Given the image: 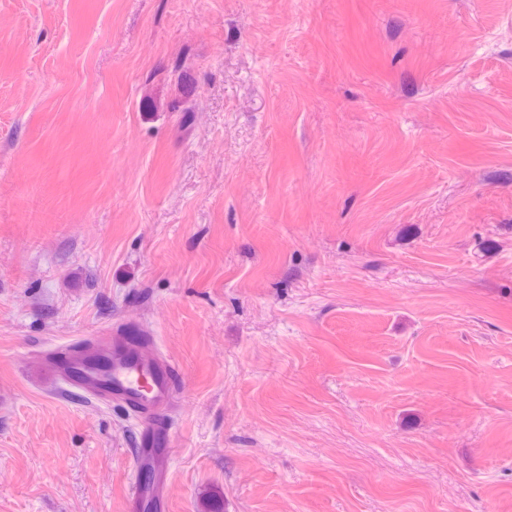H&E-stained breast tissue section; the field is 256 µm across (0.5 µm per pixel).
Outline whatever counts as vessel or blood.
Returning a JSON list of instances; mask_svg holds the SVG:
<instances>
[{
  "label": "vessel or blood",
  "instance_id": "b4317fda",
  "mask_svg": "<svg viewBox=\"0 0 512 512\" xmlns=\"http://www.w3.org/2000/svg\"><path fill=\"white\" fill-rule=\"evenodd\" d=\"M43 361L63 391L88 400L130 410L145 421L134 470L147 472L145 483L133 484L127 512H165L164 488L174 450L170 418L184 375L137 327L113 328L105 336H88L47 350Z\"/></svg>",
  "mask_w": 512,
  "mask_h": 512
}]
</instances>
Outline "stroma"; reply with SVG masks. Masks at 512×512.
Segmentation results:
<instances>
[{
	"label": "stroma",
	"instance_id": "stroma-1",
	"mask_svg": "<svg viewBox=\"0 0 512 512\" xmlns=\"http://www.w3.org/2000/svg\"><path fill=\"white\" fill-rule=\"evenodd\" d=\"M512 512V0H0V512ZM135 326L115 327L107 336H86L47 350L42 360L62 385L91 402L120 406L146 421L133 469L149 474L128 493L127 512H164V488L172 448L170 418L184 375Z\"/></svg>",
	"mask_w": 512,
	"mask_h": 512
}]
</instances>
